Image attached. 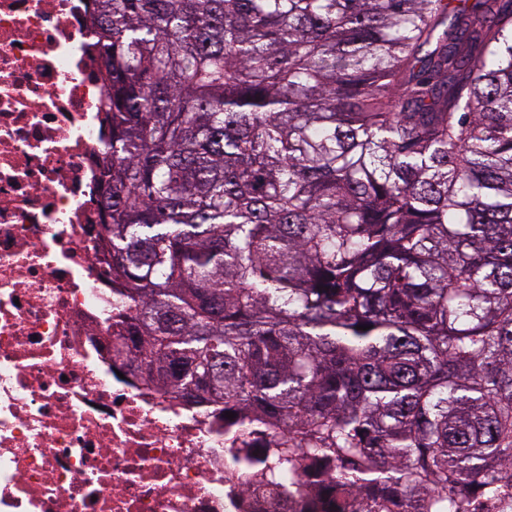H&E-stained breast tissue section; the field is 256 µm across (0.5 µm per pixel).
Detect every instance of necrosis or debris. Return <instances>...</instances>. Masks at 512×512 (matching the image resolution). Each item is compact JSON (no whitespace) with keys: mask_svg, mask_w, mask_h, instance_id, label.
<instances>
[{"mask_svg":"<svg viewBox=\"0 0 512 512\" xmlns=\"http://www.w3.org/2000/svg\"><path fill=\"white\" fill-rule=\"evenodd\" d=\"M87 15L0 0V512H292L226 482L223 416L143 383L112 324Z\"/></svg>","mask_w":512,"mask_h":512,"instance_id":"4bbe7bcc","label":"necrosis or debris"}]
</instances>
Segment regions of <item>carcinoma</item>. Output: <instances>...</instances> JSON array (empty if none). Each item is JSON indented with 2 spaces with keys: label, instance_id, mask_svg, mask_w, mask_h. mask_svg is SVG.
<instances>
[{
  "label": "carcinoma",
  "instance_id": "cac0c4a2",
  "mask_svg": "<svg viewBox=\"0 0 512 512\" xmlns=\"http://www.w3.org/2000/svg\"><path fill=\"white\" fill-rule=\"evenodd\" d=\"M92 2L141 380L260 492L512 512V0Z\"/></svg>",
  "mask_w": 512,
  "mask_h": 512
}]
</instances>
